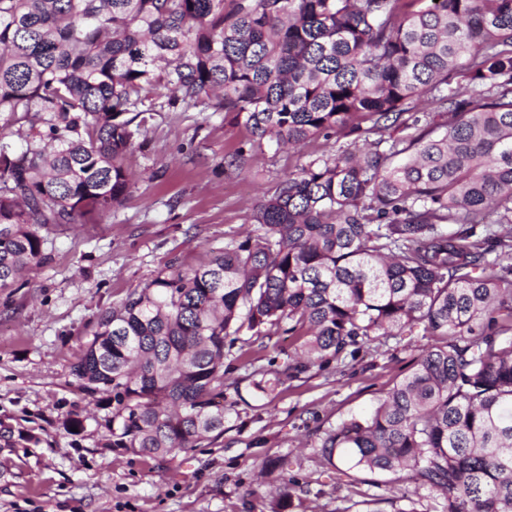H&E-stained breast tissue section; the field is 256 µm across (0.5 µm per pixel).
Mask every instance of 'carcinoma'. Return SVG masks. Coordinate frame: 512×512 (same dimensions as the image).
<instances>
[{"mask_svg": "<svg viewBox=\"0 0 512 512\" xmlns=\"http://www.w3.org/2000/svg\"><path fill=\"white\" fill-rule=\"evenodd\" d=\"M160 89L216 99L259 147L362 146L281 179L259 234L100 315L71 375L112 401V447L223 435L244 328L298 343L247 375L268 396L421 327L442 343L320 456L427 486L442 512H512V0H0L1 290L45 260L40 228L122 204ZM294 485L280 474L274 512Z\"/></svg>", "mask_w": 512, "mask_h": 512, "instance_id": "obj_1", "label": "carcinoma"}]
</instances>
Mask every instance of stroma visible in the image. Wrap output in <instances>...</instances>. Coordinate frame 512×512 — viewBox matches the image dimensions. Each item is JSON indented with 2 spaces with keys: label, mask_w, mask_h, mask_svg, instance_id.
<instances>
[{
  "label": "stroma",
  "mask_w": 512,
  "mask_h": 512,
  "mask_svg": "<svg viewBox=\"0 0 512 512\" xmlns=\"http://www.w3.org/2000/svg\"><path fill=\"white\" fill-rule=\"evenodd\" d=\"M251 135L199 105L152 113L129 157L135 183L122 206L87 224L42 229L46 260L0 290V512H270L266 459L281 457L309 485L304 512H392L401 496L441 512L434 491L387 473L337 470L321 459L326 434L375 407L436 339L415 331L371 342L353 359L314 369L258 396L235 354L224 359L223 436L152 459L112 445V407L70 373L100 314L160 270L189 267L257 232L253 208L289 172L328 153L266 144L241 169L225 162ZM82 427L72 430L73 418Z\"/></svg>",
  "instance_id": "1"
}]
</instances>
